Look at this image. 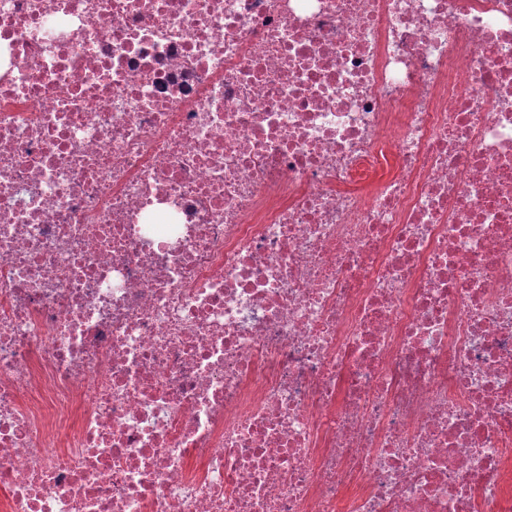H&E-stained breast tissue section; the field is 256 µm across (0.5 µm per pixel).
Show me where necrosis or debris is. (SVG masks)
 I'll return each instance as SVG.
<instances>
[{"label": "necrosis or debris", "instance_id": "4bbe7bcc", "mask_svg": "<svg viewBox=\"0 0 512 512\" xmlns=\"http://www.w3.org/2000/svg\"><path fill=\"white\" fill-rule=\"evenodd\" d=\"M0 512H512V0H0Z\"/></svg>", "mask_w": 512, "mask_h": 512}]
</instances>
